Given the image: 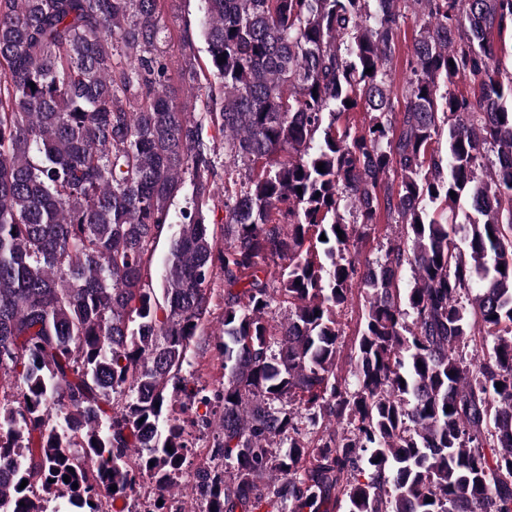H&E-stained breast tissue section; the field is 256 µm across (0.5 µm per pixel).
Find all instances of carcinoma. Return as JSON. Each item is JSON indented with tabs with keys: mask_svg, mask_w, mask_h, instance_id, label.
<instances>
[{
	"mask_svg": "<svg viewBox=\"0 0 512 512\" xmlns=\"http://www.w3.org/2000/svg\"><path fill=\"white\" fill-rule=\"evenodd\" d=\"M201 2L199 112L170 89L161 0H0V371L25 388L0 406V512H106L103 494L135 493L144 473L166 500L187 444L160 423L217 267L225 464L194 474L206 512H512V69L493 50L512 0ZM180 54L195 79L188 30ZM360 105L365 132L338 125ZM210 123L224 133L222 245L206 218ZM443 133L444 155L431 148ZM187 184L155 289L144 271ZM464 198L463 250L435 204ZM383 213L406 239L361 267L357 226ZM311 230L321 257L304 251ZM358 284L349 384L336 309ZM279 296L291 307L274 328ZM478 336L492 347L472 362ZM321 419L335 427L312 446L304 424ZM419 29V20L413 14L409 13L405 22L402 23L401 33L398 39L395 56L398 60L397 70L394 75V93L397 96V110L404 109V91L406 78L409 75L407 70V59L411 55L412 45Z\"/></svg>",
	"mask_w": 512,
	"mask_h": 512,
	"instance_id": "carcinoma-1",
	"label": "carcinoma"
}]
</instances>
